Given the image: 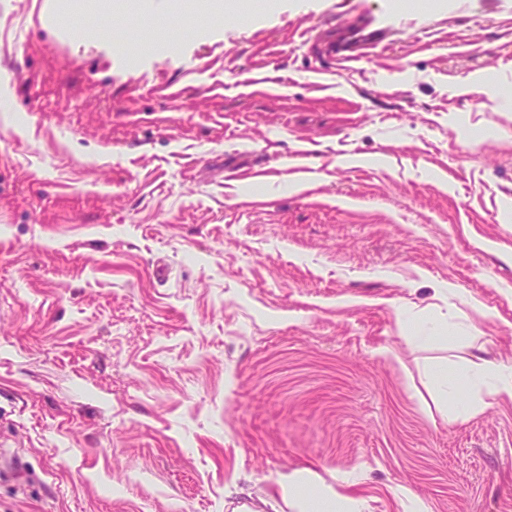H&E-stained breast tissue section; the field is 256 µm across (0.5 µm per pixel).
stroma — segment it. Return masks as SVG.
Wrapping results in <instances>:
<instances>
[{"mask_svg": "<svg viewBox=\"0 0 512 512\" xmlns=\"http://www.w3.org/2000/svg\"><path fill=\"white\" fill-rule=\"evenodd\" d=\"M360 13L393 41L327 73ZM477 356L512 0H0V512H512V401L451 423L426 375ZM288 506L296 512H334L338 506L342 510L337 511H362L361 502L358 499L338 496L325 489L309 493L298 485L291 490Z\"/></svg>", "mask_w": 512, "mask_h": 512, "instance_id": "1", "label": "stroma"}]
</instances>
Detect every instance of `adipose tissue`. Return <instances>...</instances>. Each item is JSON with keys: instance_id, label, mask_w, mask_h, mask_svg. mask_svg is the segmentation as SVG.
<instances>
[{"instance_id": "obj_1", "label": "adipose tissue", "mask_w": 512, "mask_h": 512, "mask_svg": "<svg viewBox=\"0 0 512 512\" xmlns=\"http://www.w3.org/2000/svg\"><path fill=\"white\" fill-rule=\"evenodd\" d=\"M430 383L449 421L464 422L480 413L492 400L512 401V360L477 359L466 361L459 374L460 385L466 386L469 395L464 406H449L448 380L445 374L430 372ZM293 512H361L358 499L336 495L327 490L306 492L294 487L288 501Z\"/></svg>"}]
</instances>
